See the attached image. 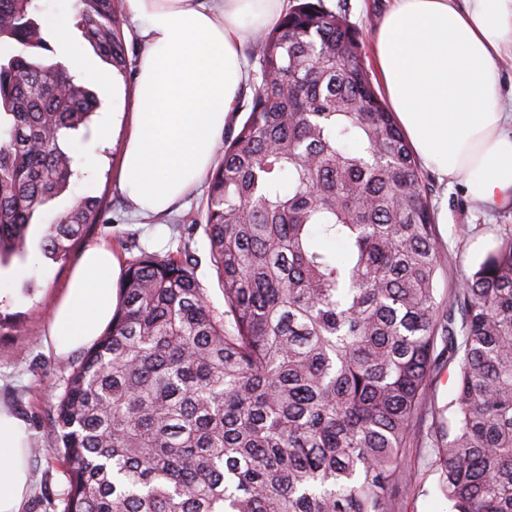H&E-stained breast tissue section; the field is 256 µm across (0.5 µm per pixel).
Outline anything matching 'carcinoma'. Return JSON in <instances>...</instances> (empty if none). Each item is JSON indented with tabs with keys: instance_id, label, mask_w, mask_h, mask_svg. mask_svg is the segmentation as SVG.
I'll return each mask as SVG.
<instances>
[{
	"instance_id": "carcinoma-1",
	"label": "carcinoma",
	"mask_w": 512,
	"mask_h": 512,
	"mask_svg": "<svg viewBox=\"0 0 512 512\" xmlns=\"http://www.w3.org/2000/svg\"><path fill=\"white\" fill-rule=\"evenodd\" d=\"M119 12L78 0L82 37L122 72ZM41 13L0 0V265L26 258L76 175L68 136L98 108L46 56ZM252 58L261 83L203 216L224 311L189 247L128 259L112 326L54 405L62 512H396L402 450L447 364L440 489L451 512H512V233L438 302L420 164L346 10L293 0ZM99 216L75 200L39 250L66 259Z\"/></svg>"
}]
</instances>
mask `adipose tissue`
I'll return each mask as SVG.
<instances>
[{
    "instance_id": "ef3b65f1",
    "label": "adipose tissue",
    "mask_w": 512,
    "mask_h": 512,
    "mask_svg": "<svg viewBox=\"0 0 512 512\" xmlns=\"http://www.w3.org/2000/svg\"><path fill=\"white\" fill-rule=\"evenodd\" d=\"M141 57L118 180L135 212L167 213L210 168L249 89L243 55L276 26L283 0H125ZM512 54V0H392L373 56L392 112L422 164L463 182L474 200L512 203V113L498 65ZM121 264L88 245L47 325L57 355L111 325ZM25 424L0 408V512H22L29 488Z\"/></svg>"
}]
</instances>
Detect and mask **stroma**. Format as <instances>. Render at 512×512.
<instances>
[{
    "label": "stroma",
    "instance_id": "stroma-1",
    "mask_svg": "<svg viewBox=\"0 0 512 512\" xmlns=\"http://www.w3.org/2000/svg\"><path fill=\"white\" fill-rule=\"evenodd\" d=\"M329 9L345 7L358 33L367 68H374L371 45L377 25L391 0H324ZM123 128H116L107 145L94 137L75 134L69 143L80 171L67 191L37 216L40 224L52 223L75 199L91 196L101 201V216L90 225L83 242L112 244L120 258H128V244L151 253L167 254L190 248L199 260L197 276L215 308H223L224 295L209 259V242L198 223L207 203L208 186H200L176 203L171 213L143 218L134 213L115 178ZM423 175L428 194L440 223L436 233L447 267L437 284L438 297H446L464 274L470 273L485 253L512 231V206L486 207L474 203L460 183L444 184L431 170ZM80 255L72 250L68 258L55 262L31 250L22 260L12 259L10 272L0 279V314L18 318L23 335L0 330V405L10 407L25 424L32 474L31 493L23 512H61L67 481L57 443L48 431L52 406L63 390L73 368L84 355L76 350L67 358L56 357L44 345V333L55 299L65 287ZM454 376L440 372L430 387L432 404L419 415L404 449V463L411 485L398 500V512H450L438 485L441 469L435 448L426 433L441 418L453 398Z\"/></svg>",
    "mask_w": 512,
    "mask_h": 512
}]
</instances>
